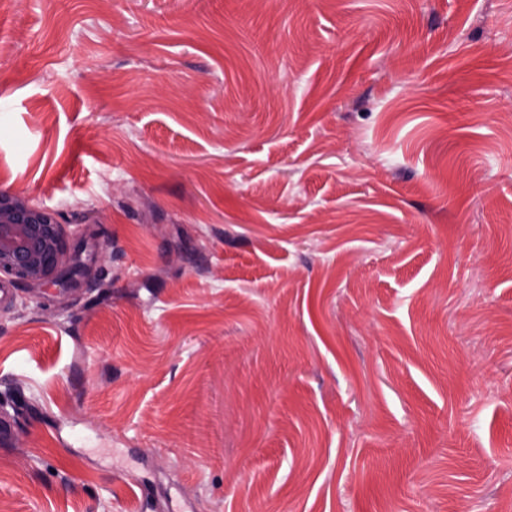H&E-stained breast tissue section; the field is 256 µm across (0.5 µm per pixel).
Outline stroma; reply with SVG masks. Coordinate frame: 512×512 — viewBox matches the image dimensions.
<instances>
[{
    "instance_id": "obj_1",
    "label": "stroma",
    "mask_w": 512,
    "mask_h": 512,
    "mask_svg": "<svg viewBox=\"0 0 512 512\" xmlns=\"http://www.w3.org/2000/svg\"><path fill=\"white\" fill-rule=\"evenodd\" d=\"M0 512H512V0H0ZM66 236L56 212L0 192V275L25 285L64 284L82 273L64 266Z\"/></svg>"
}]
</instances>
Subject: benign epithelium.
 <instances>
[{
    "instance_id": "benign-epithelium-1",
    "label": "benign epithelium",
    "mask_w": 512,
    "mask_h": 512,
    "mask_svg": "<svg viewBox=\"0 0 512 512\" xmlns=\"http://www.w3.org/2000/svg\"><path fill=\"white\" fill-rule=\"evenodd\" d=\"M66 236L56 212L0 192V275L25 285L63 284L82 273L65 268Z\"/></svg>"
}]
</instances>
